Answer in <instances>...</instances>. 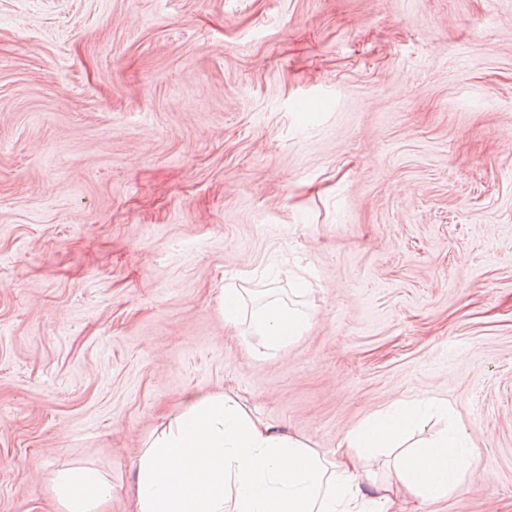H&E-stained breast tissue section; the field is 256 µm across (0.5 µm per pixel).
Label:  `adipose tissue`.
<instances>
[{"instance_id": "adipose-tissue-1", "label": "adipose tissue", "mask_w": 512, "mask_h": 512, "mask_svg": "<svg viewBox=\"0 0 512 512\" xmlns=\"http://www.w3.org/2000/svg\"><path fill=\"white\" fill-rule=\"evenodd\" d=\"M308 313L270 302L252 316L257 344L276 351L302 336ZM435 398L395 402L356 425L334 460L301 440L254 420L224 392L189 395L184 411L140 457L135 512H392L399 496L420 502L466 485L475 451L462 430L442 433L408 452L395 473L378 479L367 453L395 446ZM68 512L111 497L112 484L91 469L61 472Z\"/></svg>"}]
</instances>
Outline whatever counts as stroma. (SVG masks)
Listing matches in <instances>:
<instances>
[{"label":"stroma","mask_w":512,"mask_h":512,"mask_svg":"<svg viewBox=\"0 0 512 512\" xmlns=\"http://www.w3.org/2000/svg\"><path fill=\"white\" fill-rule=\"evenodd\" d=\"M310 313L260 351L225 285ZM332 456L430 395L512 512V0H0V512L188 392ZM224 321L235 324L242 311L243 295L238 288H224Z\"/></svg>","instance_id":"1"}]
</instances>
